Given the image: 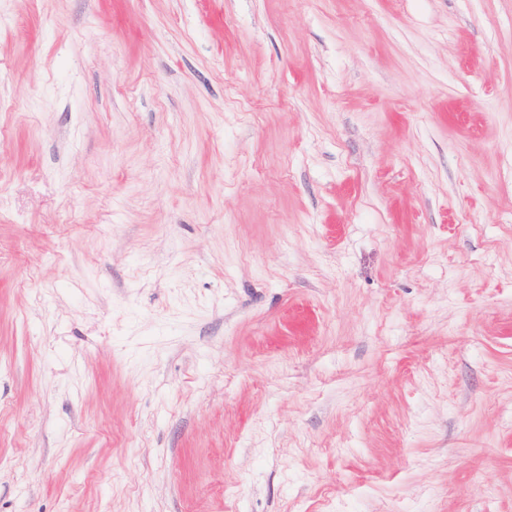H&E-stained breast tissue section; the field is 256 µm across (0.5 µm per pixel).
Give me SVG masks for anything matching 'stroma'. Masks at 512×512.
Here are the masks:
<instances>
[{
  "mask_svg": "<svg viewBox=\"0 0 512 512\" xmlns=\"http://www.w3.org/2000/svg\"><path fill=\"white\" fill-rule=\"evenodd\" d=\"M0 512H512V0H0Z\"/></svg>",
  "mask_w": 512,
  "mask_h": 512,
  "instance_id": "stroma-1",
  "label": "stroma"
}]
</instances>
